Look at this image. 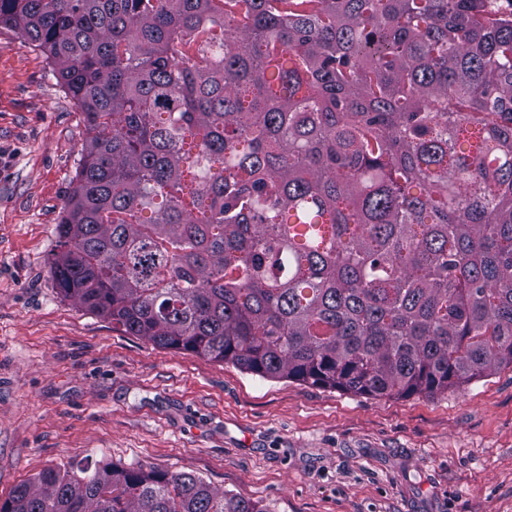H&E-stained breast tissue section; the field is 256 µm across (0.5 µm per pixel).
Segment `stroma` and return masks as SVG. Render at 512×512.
I'll return each mask as SVG.
<instances>
[{"label": "stroma", "instance_id": "obj_1", "mask_svg": "<svg viewBox=\"0 0 512 512\" xmlns=\"http://www.w3.org/2000/svg\"><path fill=\"white\" fill-rule=\"evenodd\" d=\"M87 139L0 25V502L73 461L202 477L266 512H512V367L432 395L267 380L115 330L49 274Z\"/></svg>", "mask_w": 512, "mask_h": 512}]
</instances>
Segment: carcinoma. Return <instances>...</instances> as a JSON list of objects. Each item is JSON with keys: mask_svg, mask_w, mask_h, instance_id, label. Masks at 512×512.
<instances>
[{"mask_svg": "<svg viewBox=\"0 0 512 512\" xmlns=\"http://www.w3.org/2000/svg\"><path fill=\"white\" fill-rule=\"evenodd\" d=\"M89 134L59 293L130 336L375 396L512 366L500 0H0ZM0 512H266L99 461Z\"/></svg>", "mask_w": 512, "mask_h": 512, "instance_id": "1", "label": "carcinoma"}]
</instances>
